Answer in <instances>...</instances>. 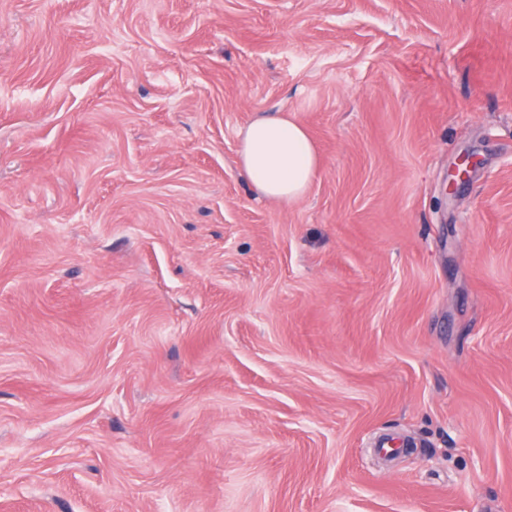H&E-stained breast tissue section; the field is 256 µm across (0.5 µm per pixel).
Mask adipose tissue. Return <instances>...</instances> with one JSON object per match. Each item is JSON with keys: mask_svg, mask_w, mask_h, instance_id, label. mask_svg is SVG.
<instances>
[{"mask_svg": "<svg viewBox=\"0 0 512 512\" xmlns=\"http://www.w3.org/2000/svg\"><path fill=\"white\" fill-rule=\"evenodd\" d=\"M239 169L261 197L301 198L318 159L306 128L279 114L253 120L239 135Z\"/></svg>", "mask_w": 512, "mask_h": 512, "instance_id": "adipose-tissue-1", "label": "adipose tissue"}]
</instances>
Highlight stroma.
Here are the masks:
<instances>
[{"label":"stroma","instance_id":"obj_1","mask_svg":"<svg viewBox=\"0 0 512 512\" xmlns=\"http://www.w3.org/2000/svg\"><path fill=\"white\" fill-rule=\"evenodd\" d=\"M0 512H512V0H0ZM238 158L258 195L284 202L305 194L318 164L306 128L280 114L258 117L241 130Z\"/></svg>","mask_w":512,"mask_h":512}]
</instances>
